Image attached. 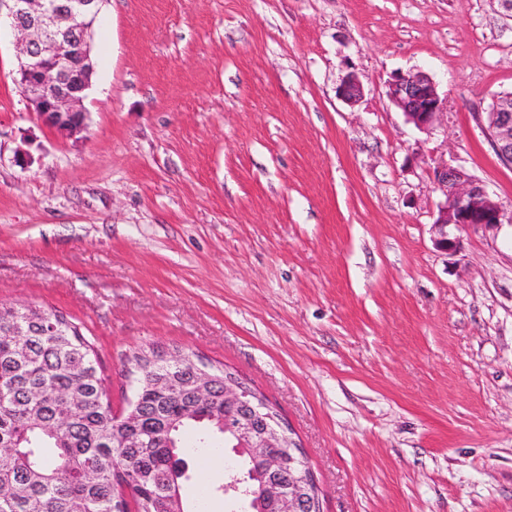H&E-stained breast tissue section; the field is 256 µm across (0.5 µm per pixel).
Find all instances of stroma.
<instances>
[{
  "label": "stroma",
  "mask_w": 512,
  "mask_h": 512,
  "mask_svg": "<svg viewBox=\"0 0 512 512\" xmlns=\"http://www.w3.org/2000/svg\"><path fill=\"white\" fill-rule=\"evenodd\" d=\"M91 56L66 138L0 28V301L72 317L116 413L136 347L223 363L287 419L323 512H512V227L437 249L428 175L512 207L475 120L512 92L500 0H101ZM412 70L448 98L428 133L385 94ZM189 473L205 512H244L208 455Z\"/></svg>",
  "instance_id": "1"
}]
</instances>
